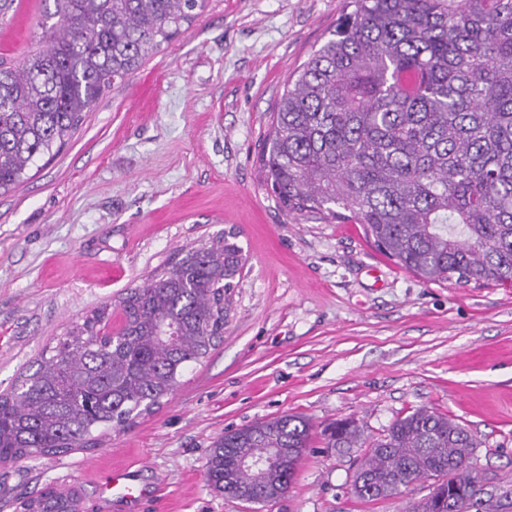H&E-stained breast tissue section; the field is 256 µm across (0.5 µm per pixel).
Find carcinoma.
I'll return each mask as SVG.
<instances>
[{
	"label": "carcinoma",
	"mask_w": 512,
	"mask_h": 512,
	"mask_svg": "<svg viewBox=\"0 0 512 512\" xmlns=\"http://www.w3.org/2000/svg\"><path fill=\"white\" fill-rule=\"evenodd\" d=\"M43 46L0 62V194L36 159L57 154L106 90L122 84L198 17L207 0H53ZM336 30L288 81L260 161L289 212L352 220L402 267L434 284L512 286V0H350ZM421 74L404 91V68ZM242 249L225 233L178 252L121 301L115 335L104 305L45 348L0 394V463L94 448L172 394L208 357ZM326 447L362 448L357 420L323 431ZM311 426L287 414L227 431L205 463L208 486L266 506L290 489ZM475 438L427 408L394 419L366 449L350 494L394 495L398 477L447 480L458 512H488L470 470ZM265 466L254 477L246 461ZM74 490L47 486L23 512H77ZM412 512H448V500Z\"/></svg>",
	"instance_id": "1"
}]
</instances>
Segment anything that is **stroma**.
<instances>
[{
	"instance_id": "35a3bbf8",
	"label": "stroma",
	"mask_w": 512,
	"mask_h": 512,
	"mask_svg": "<svg viewBox=\"0 0 512 512\" xmlns=\"http://www.w3.org/2000/svg\"><path fill=\"white\" fill-rule=\"evenodd\" d=\"M38 0L0 14V59L41 37ZM347 0H208L186 31L86 114L71 141L0 195V392L102 304L111 328L127 289L170 256L233 232L246 259L224 337L172 396L99 447L0 465V512L48 485L82 512H252L214 493L204 464L224 432L306 417L311 448L288 494L263 512H409L429 485L363 503L349 492L361 449L326 448L355 418L374 440L418 407L466 425L471 468L512 512V288L430 284L379 251L362 225L286 212L260 155L288 77L329 38ZM136 470L133 504L104 497Z\"/></svg>"
}]
</instances>
